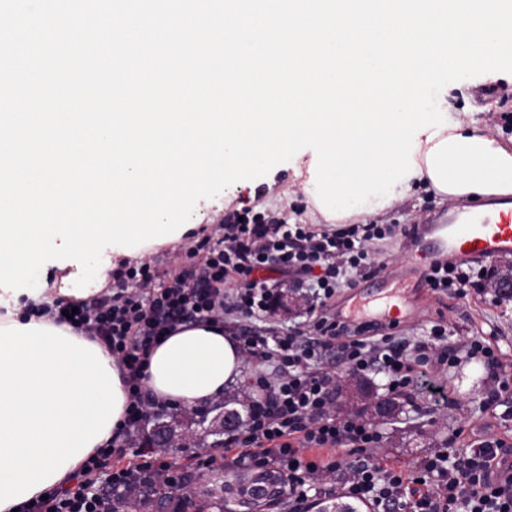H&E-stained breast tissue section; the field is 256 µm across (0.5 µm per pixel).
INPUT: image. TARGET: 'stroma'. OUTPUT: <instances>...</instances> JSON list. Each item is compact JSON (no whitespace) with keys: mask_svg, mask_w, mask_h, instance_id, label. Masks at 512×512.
Instances as JSON below:
<instances>
[{"mask_svg":"<svg viewBox=\"0 0 512 512\" xmlns=\"http://www.w3.org/2000/svg\"><path fill=\"white\" fill-rule=\"evenodd\" d=\"M447 101L450 112L471 113L491 133L512 136V73L492 72L450 83ZM308 208L299 179L288 165L280 164L257 184L240 188L235 196L205 208V218L196 231L178 243L153 249L147 259L157 267L161 282L167 283L178 269L177 256L203 236H223L225 213L249 209L286 224H305L309 221ZM455 208V202L419 188L385 211L363 216V223L397 224L404 232L377 245L380 271L369 278L354 277L352 284L340 288L331 302L332 309L349 314L365 299L372 281L389 276L396 279L405 298L400 320L405 335L424 340L434 325L441 324L450 341L458 344L471 336H483L494 343L502 363L512 368V296H492L473 284L461 295L436 293L426 287L430 262L418 257L411 230L435 223ZM447 379L456 400L447 420L436 419L426 400L415 397L404 400L399 417L380 424L382 442L377 453L391 466L410 470L450 440L463 452L490 437L512 446V389L502 393L497 407H486L487 374L477 360L449 368Z\"/></svg>","mask_w":512,"mask_h":512,"instance_id":"1","label":"stroma"}]
</instances>
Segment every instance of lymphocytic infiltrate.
<instances>
[{
  "label": "lymphocytic infiltrate",
  "instance_id": "1",
  "mask_svg": "<svg viewBox=\"0 0 512 512\" xmlns=\"http://www.w3.org/2000/svg\"><path fill=\"white\" fill-rule=\"evenodd\" d=\"M395 232L391 224H348L315 230L309 224H279L257 214L224 217L221 239L203 241L187 251L171 284L159 286L151 263H125L115 276L121 291L77 303H57L73 311L69 324L91 332L116 360L129 392V408L119 432L137 445L151 414L158 412L142 380L146 351L177 326L206 323L235 333L247 357L255 359L254 401L243 427L224 437L231 462L254 463L288 478L289 512H301L313 485L371 502L380 512H512V448L497 438L482 442L472 454L437 449L404 472L376 455L382 433L356 413L336 410V373L326 362L335 355L348 376L384 374L390 392L426 396L433 413L447 415L455 404L442 379L445 368L461 360L489 367L492 383L487 406L512 389V373L499 361L494 345L472 336L449 342L446 329L432 327L428 339L378 335L377 324H353L328 310L338 288L374 268L375 246ZM276 268L285 279L308 285L311 295L302 328L288 329L274 320L277 284L258 278ZM353 458L343 461L339 449ZM113 449H97L74 477L47 499L23 504L20 512H109L96 485L106 481L122 490L132 480H146L149 469L110 466ZM340 478L332 486V478Z\"/></svg>",
  "mask_w": 512,
  "mask_h": 512
}]
</instances>
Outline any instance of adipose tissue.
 Returning a JSON list of instances; mask_svg holds the SVG:
<instances>
[{
	"label": "adipose tissue",
	"instance_id": "ef3b65f1",
	"mask_svg": "<svg viewBox=\"0 0 512 512\" xmlns=\"http://www.w3.org/2000/svg\"><path fill=\"white\" fill-rule=\"evenodd\" d=\"M412 178L396 197L427 186L441 197L512 196V137L490 135L461 119L435 138L419 135ZM73 265L57 269L36 297L14 302L0 290V512L47 495L110 441L128 410V392L109 351L52 315L24 317L25 307L61 298ZM145 386L156 403L206 407L241 375V344L224 329L181 325L147 352Z\"/></svg>",
	"mask_w": 512,
	"mask_h": 512
}]
</instances>
